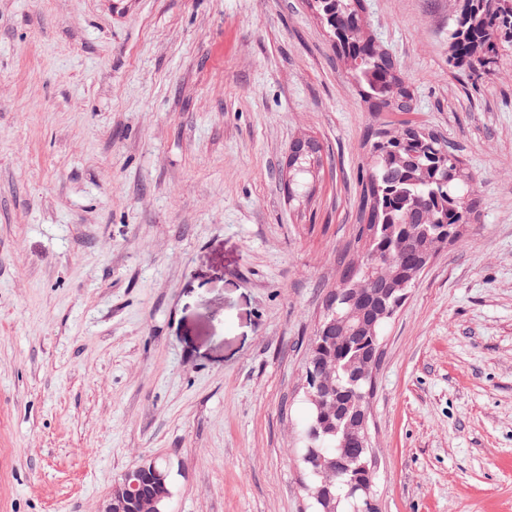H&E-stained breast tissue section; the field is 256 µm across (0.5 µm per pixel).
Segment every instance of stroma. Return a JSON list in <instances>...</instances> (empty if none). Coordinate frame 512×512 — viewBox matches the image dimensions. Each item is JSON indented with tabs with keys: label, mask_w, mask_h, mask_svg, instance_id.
<instances>
[{
	"label": "stroma",
	"mask_w": 512,
	"mask_h": 512,
	"mask_svg": "<svg viewBox=\"0 0 512 512\" xmlns=\"http://www.w3.org/2000/svg\"><path fill=\"white\" fill-rule=\"evenodd\" d=\"M452 4L367 5L482 201L381 336L377 512H512V47L455 72ZM395 119L304 0H0V512H94L153 459L165 512H313L306 357ZM311 142V141H310ZM313 149L310 153H306L301 156L297 162L289 168L288 182L286 184L287 192H288V201L295 202L299 201L300 198L306 196L308 185L310 183L311 178L313 177V166L316 162L317 154L319 153V149L313 142Z\"/></svg>",
	"instance_id": "stroma-1"
}]
</instances>
